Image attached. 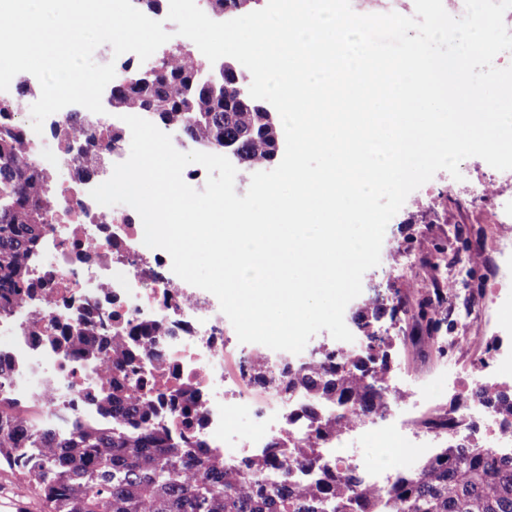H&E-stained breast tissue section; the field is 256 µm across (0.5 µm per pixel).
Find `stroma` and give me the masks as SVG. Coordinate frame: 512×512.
Masks as SVG:
<instances>
[{"label":"stroma","instance_id":"1","mask_svg":"<svg viewBox=\"0 0 512 512\" xmlns=\"http://www.w3.org/2000/svg\"><path fill=\"white\" fill-rule=\"evenodd\" d=\"M486 167V162L481 158H467L460 167L463 175L461 181H454L448 172L440 171L430 180L428 187L413 192L412 202L404 203L387 226L379 265L365 272L361 294L348 304L344 313L347 327L357 336L361 330L355 313L369 299L377 298L392 304L401 297L419 296L416 283L423 280L424 271L418 265L404 267V255L426 258L439 246L446 248V256L450 259L465 247L470 252L482 255V263L474 268L473 284L475 289L486 293L485 324L480 329L463 327L458 323L455 312L463 307L464 301L460 298L453 300L454 313L449 316L448 325L442 328L441 333L447 337H462L463 343L449 350L447 356L425 354L412 346L408 340L410 329L405 321H394L385 315L373 323L375 331L393 339L389 350V377L405 388L401 406L408 412L423 414L426 405L424 391L434 383L443 387L441 405H456L460 395L453 383L454 377L463 374L472 359L492 358L498 347L512 345V326L505 323V314L512 310V304L501 301L494 294L506 269L499 254L485 247L487 227L469 205ZM451 187L457 192L455 200H446L436 206L429 204L426 197L428 190L444 193Z\"/></svg>","mask_w":512,"mask_h":512}]
</instances>
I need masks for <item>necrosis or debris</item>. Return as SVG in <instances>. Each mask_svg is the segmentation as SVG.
Listing matches in <instances>:
<instances>
[{"mask_svg":"<svg viewBox=\"0 0 512 512\" xmlns=\"http://www.w3.org/2000/svg\"><path fill=\"white\" fill-rule=\"evenodd\" d=\"M58 149L61 164L75 179L55 187L53 215L32 263L37 294L16 304L12 318L0 326V358L11 367L0 394L34 410L38 422L65 431L74 423L99 419L95 399L113 383L137 394L147 378L156 397L188 389L197 399L195 415L188 422L168 416L165 424L189 441L205 442L228 464L252 458L271 442L306 436L307 426L287 419L289 408L304 404L306 394L257 401L245 392L254 360L264 364L273 390L287 379L284 362L243 347L238 371H225L230 340L221 310L169 278L166 256L136 250L144 236L138 213L127 205L105 212L86 190L93 178L83 172V156L63 141ZM61 317L84 324L95 342L103 329L112 333L148 326L152 333L140 337L137 357L121 365L108 353L93 359L64 353L48 339L50 324ZM383 389L387 407L367 421L388 425L396 434V459L385 468L364 457L350 461L379 488L395 473L409 470L418 452L408 436L411 422L391 418L399 408V390L388 382ZM239 413L248 415L249 425H233ZM219 430L224 439H215Z\"/></svg>","mask_w":512,"mask_h":512,"instance_id":"necrosis-or-debris-1","label":"necrosis or debris"}]
</instances>
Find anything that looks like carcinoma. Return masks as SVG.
Wrapping results in <instances>:
<instances>
[{
  "label": "carcinoma",
  "instance_id": "obj_1",
  "mask_svg": "<svg viewBox=\"0 0 512 512\" xmlns=\"http://www.w3.org/2000/svg\"><path fill=\"white\" fill-rule=\"evenodd\" d=\"M234 87L210 82L208 63L184 47L148 69L126 61L112 80L121 111L152 108L156 121L195 147L219 152L227 140L244 166L269 167L278 153V119ZM17 110L18 100L0 101V321L35 291L31 266L53 201V173L25 156ZM86 126L84 116L73 112L54 136L67 141L70 131ZM450 306L448 289L434 279L413 312L397 303L389 314L410 315L409 340L444 357L448 347L437 333L448 322ZM378 310L373 299L357 314L363 349H338L324 362L288 370L284 390L303 391L340 409L327 420L318 419L311 404L289 411L288 420L315 424L296 444L274 441L261 456L228 466L204 444L173 435L159 420L154 398L133 397L114 384L97 400L103 422H77L63 433L37 426L0 398V466L23 476L48 512H512V453L451 442L450 432L464 420L456 407L438 408L419 421L450 444L383 490L366 483L354 467L324 456V448L360 422L359 415L386 405L381 382L390 369V339L372 329ZM51 330L67 350L92 357L103 350L121 356L133 337L148 335L143 329L128 339L112 336L94 344L67 320L55 321ZM473 399L512 420V392L486 385ZM298 464L318 472L300 482L293 474Z\"/></svg>",
  "mask_w": 512,
  "mask_h": 512
}]
</instances>
